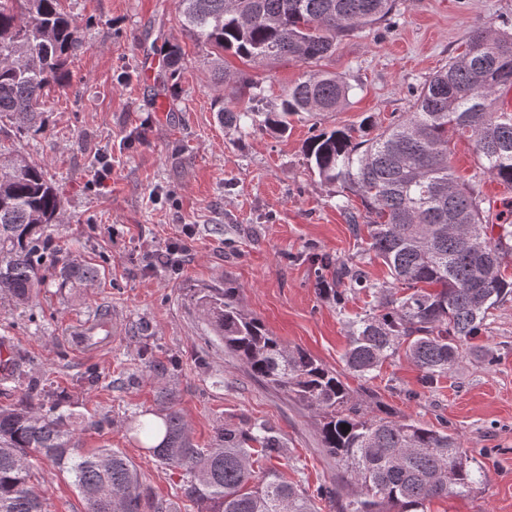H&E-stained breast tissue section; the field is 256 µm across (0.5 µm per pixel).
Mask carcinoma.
<instances>
[{
  "mask_svg": "<svg viewBox=\"0 0 512 512\" xmlns=\"http://www.w3.org/2000/svg\"><path fill=\"white\" fill-rule=\"evenodd\" d=\"M395 0H177L182 26L204 46L230 51L255 66L283 59L317 63L336 40L385 18ZM81 33L61 0H0V125L19 135L43 127L44 91L64 86V67ZM166 74L185 67L180 46L164 49ZM512 92V27L474 28L458 55L436 71L405 112L386 126L369 123L367 138L347 129L322 130L305 145L319 177L358 196L364 212L340 205L355 234L367 232L368 250L388 268L376 287L383 313L355 317L344 361L360 378L372 377L399 353L432 384L463 360L490 311L512 295L502 270L512 249V199L496 203L478 174L465 182L450 165L456 136L473 149L479 174L512 187V110L500 98ZM348 86L335 74L312 70L288 87L276 107L255 93L249 106H221L224 127L255 126L281 135L299 113L333 112ZM60 198L45 165L0 146V295L16 305L32 301L51 276L58 286L88 287L99 269L64 260L51 248ZM346 288H325L336 303L348 290L370 288L362 270L345 268ZM212 332L249 373L285 391L321 417L325 453L336 462L332 487L310 491L260 472L263 460L287 447L263 422L224 426L209 448L193 443L179 412L166 407L131 428L157 461L179 469L183 496L197 512H317L316 500L336 501L339 512H428L435 499L468 496L482 475L448 422L424 424L379 416L353 400L336 370L302 349L288 348L239 304L234 288L196 292ZM29 364L12 347L0 359V385L17 383ZM25 401L0 408V512H44L33 486L31 459L45 458L71 483L87 512H173L151 496L140 471L112 448H80L83 415L57 395L35 402L43 389L27 383ZM346 428H341V425Z\"/></svg>",
  "mask_w": 512,
  "mask_h": 512,
  "instance_id": "1",
  "label": "carcinoma"
}]
</instances>
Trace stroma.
Segmentation results:
<instances>
[{"mask_svg":"<svg viewBox=\"0 0 512 512\" xmlns=\"http://www.w3.org/2000/svg\"><path fill=\"white\" fill-rule=\"evenodd\" d=\"M62 5L83 45L66 63L68 86L49 93L43 130L13 143L54 177L63 209L53 228L57 242L69 258L97 266L101 279L89 288L46 282L21 309L0 299V343L30 352L27 377L80 403L93 421L80 434L83 448L122 452L156 499L175 512H196L180 493L178 471L160 465L130 431L139 415L168 403L202 447L218 425L265 422L288 447L268 468L312 489L335 484L316 416L226 354L195 304L198 289L233 288L288 348L335 369L368 406L427 424L447 419L480 462L482 491L434 501L431 512H512V296L434 387L422 386L420 371L401 357L369 382L349 373L350 322L364 313L367 297L340 306L320 296V284H334L335 273L319 272L317 259L327 254L336 265L360 267L373 283L387 281V269L347 224L345 191L323 183L305 155L320 131L346 127L360 141L366 117L385 126L411 111L416 90L458 54L473 28L512 20V0H396L390 15L339 38L319 63L350 85L347 102L291 117L283 135L224 127L218 110L225 90L209 49L184 30L176 0ZM168 42L187 61L175 83L145 70ZM224 68L233 80L247 74L272 101L311 66L285 59L253 67L228 53ZM103 156L112 175L99 185ZM177 239L184 252L175 272L159 255ZM147 347L158 359L176 358V373L140 377ZM132 373L138 383H129ZM34 468L46 512H86L67 475L44 460Z\"/></svg>","mask_w":512,"mask_h":512,"instance_id":"1","label":"stroma"}]
</instances>
